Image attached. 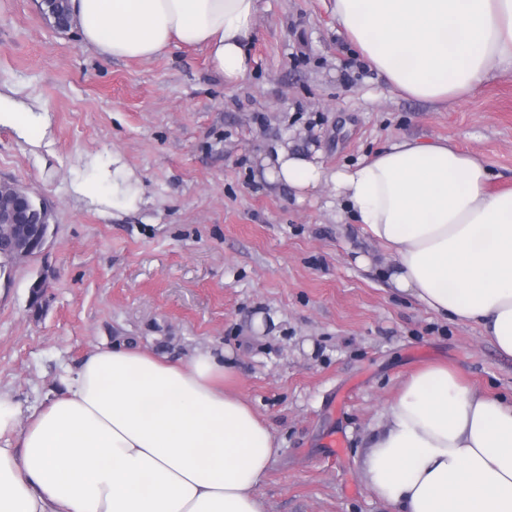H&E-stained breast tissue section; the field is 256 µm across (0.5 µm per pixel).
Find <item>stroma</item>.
<instances>
[{
  "label": "stroma",
  "instance_id": "obj_1",
  "mask_svg": "<svg viewBox=\"0 0 512 512\" xmlns=\"http://www.w3.org/2000/svg\"><path fill=\"white\" fill-rule=\"evenodd\" d=\"M330 8L260 0L253 71L228 89L202 50L105 61L38 0H0V182L54 213L43 250L0 279V389L42 407L103 344L230 351L232 390L279 442L256 488L265 512H394L361 461L425 365L512 399V357L479 326L397 292L393 256L337 221L329 193L296 201L258 161L284 139L334 169L396 137L446 138L487 159L492 189L512 188V75L448 107L399 96ZM18 108L40 121L38 140Z\"/></svg>",
  "mask_w": 512,
  "mask_h": 512
}]
</instances>
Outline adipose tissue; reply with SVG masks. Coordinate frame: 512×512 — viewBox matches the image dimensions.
I'll use <instances>...</instances> for the list:
<instances>
[{
    "label": "adipose tissue",
    "mask_w": 512,
    "mask_h": 512,
    "mask_svg": "<svg viewBox=\"0 0 512 512\" xmlns=\"http://www.w3.org/2000/svg\"><path fill=\"white\" fill-rule=\"evenodd\" d=\"M258 3L70 0L100 57L198 48L229 88L253 69ZM331 12L399 95L451 104L512 74V0H331ZM259 160L297 200L330 188L337 214L394 255L395 289L512 356V190L490 191L483 156L403 137L336 170L286 140ZM232 375L210 351L173 359L112 344L32 414L0 391V512H264L255 488L278 442L225 389ZM363 474L397 512H512V403L448 365L421 368L387 408Z\"/></svg>",
    "instance_id": "ef3b65f1"
}]
</instances>
